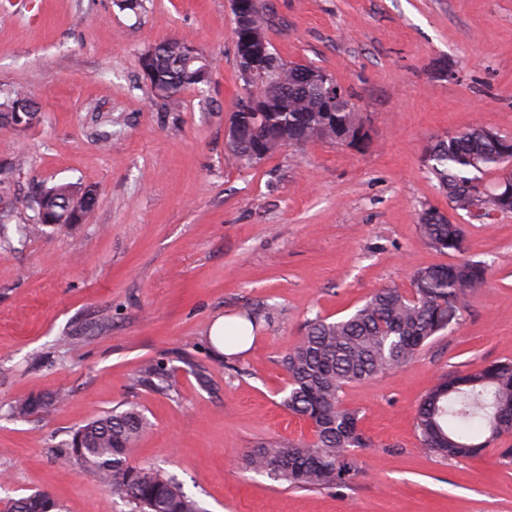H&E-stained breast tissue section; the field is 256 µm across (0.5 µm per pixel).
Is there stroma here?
I'll list each match as a JSON object with an SVG mask.
<instances>
[{
	"mask_svg": "<svg viewBox=\"0 0 512 512\" xmlns=\"http://www.w3.org/2000/svg\"><path fill=\"white\" fill-rule=\"evenodd\" d=\"M269 38L288 61L322 67L354 94L372 135L354 148L285 147L252 168L224 144L241 83L230 0H0V96L40 104L20 135L0 131V498L50 493L63 512H129L57 448L72 427L132 401L151 427L131 454L177 476L207 512H512V435L480 456L424 449L418 404L443 375L512 360V213L468 220L464 254L425 246L422 209L450 204L424 166L433 138L467 127L512 136V0H270ZM189 37L213 65L208 87L163 111L136 59ZM79 182L97 190L85 223L21 238L15 198ZM489 265L458 326L408 364L347 387L367 445L346 489H294L242 468L250 448L310 438L282 404V355L309 319L345 317L419 268ZM256 309L247 350L211 343L220 316ZM73 334L66 348L57 337ZM203 366L190 373L178 356ZM161 360L170 399L136 385ZM67 393L55 414L10 403Z\"/></svg>",
	"mask_w": 512,
	"mask_h": 512,
	"instance_id": "obj_1",
	"label": "stroma"
}]
</instances>
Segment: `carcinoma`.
Returning a JSON list of instances; mask_svg holds the SVG:
<instances>
[{"label": "carcinoma", "mask_w": 512, "mask_h": 512, "mask_svg": "<svg viewBox=\"0 0 512 512\" xmlns=\"http://www.w3.org/2000/svg\"><path fill=\"white\" fill-rule=\"evenodd\" d=\"M251 28L270 49L263 77L278 90L263 97L262 112L251 111L243 68L245 44L235 40L234 64L243 93L237 99V147L231 157L242 168L253 167L280 150L311 142L343 145L355 133L362 115L348 100H333L330 83L304 81L300 65L288 63L276 52L269 32L278 26L276 14L263 8L253 11ZM138 67L150 83L153 96L165 111L179 112L181 94L211 83L210 61L187 38H168L142 52ZM40 106L30 91L20 87L0 99V129L20 133L39 117ZM506 136L484 127L457 130L431 141L424 163L448 196L456 214L474 212L486 217L512 211L498 184H484V177L500 171L504 160L501 141ZM483 184L476 190L475 183ZM97 192L81 183H60L33 199L17 198L13 208L32 209L44 222L83 224L94 210ZM422 242L440 253L466 249L464 225L435 208L418 218ZM489 268L470 260L420 268L409 287L387 286L375 291L351 314L336 320L315 317L303 336L282 357L288 373L284 406L313 427L310 441L263 442L249 450L245 467L292 488L336 489L353 485L360 467L350 453L365 447L359 413L343 403L347 386L362 383L409 363L440 333L458 325L469 298L486 286ZM245 323L229 329L225 339L244 341L256 329L260 315L247 310ZM136 382L154 392L177 395L171 369L161 361L145 362ZM65 400L62 392L30 397L9 406L14 417L48 416ZM150 426L135 402L122 405L74 427L59 447L65 458L94 474L112 493L127 498L132 512H207L186 493L182 484L151 466H132V448ZM415 430L424 448L445 458L480 455L487 445L512 435V360L497 361L465 373L440 378L422 397ZM14 512H56L58 504L47 492L14 500Z\"/></svg>", "instance_id": "1"}]
</instances>
